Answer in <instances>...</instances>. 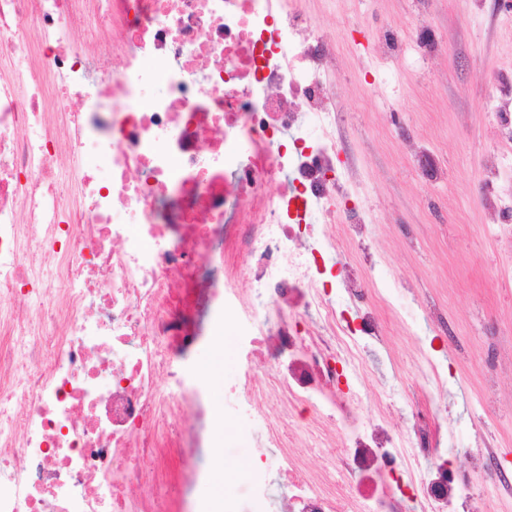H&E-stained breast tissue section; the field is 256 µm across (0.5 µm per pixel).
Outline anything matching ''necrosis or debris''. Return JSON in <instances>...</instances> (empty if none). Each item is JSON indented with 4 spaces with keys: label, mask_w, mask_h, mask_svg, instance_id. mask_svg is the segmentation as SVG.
I'll use <instances>...</instances> for the list:
<instances>
[{
    "label": "necrosis or debris",
    "mask_w": 512,
    "mask_h": 512,
    "mask_svg": "<svg viewBox=\"0 0 512 512\" xmlns=\"http://www.w3.org/2000/svg\"><path fill=\"white\" fill-rule=\"evenodd\" d=\"M335 54L272 0H0V512H199L144 476L194 485L226 429L200 306L268 355L237 389L254 417L311 402L305 438L338 459L310 475L270 431L287 497L247 476L225 512H393L374 477L398 470L421 512H486L452 464L417 469L421 423L331 396L381 332L372 276L331 255L337 225L374 230L337 175Z\"/></svg>",
    "instance_id": "1"
}]
</instances>
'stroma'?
Masks as SVG:
<instances>
[{
  "instance_id": "35a3bbf8",
  "label": "stroma",
  "mask_w": 512,
  "mask_h": 512,
  "mask_svg": "<svg viewBox=\"0 0 512 512\" xmlns=\"http://www.w3.org/2000/svg\"><path fill=\"white\" fill-rule=\"evenodd\" d=\"M314 26L336 31V143L339 173L352 204L371 215L366 243L336 236V258L373 260L376 282L388 283L376 304L384 331L362 351L367 408L408 425L431 416L433 458L471 474L472 492L492 498L493 512H512V494L497 493L472 470L473 455L493 446L512 470V361L488 392L487 351L512 349V235L491 228L483 197L512 205V159L495 147L498 118L487 100L512 76V0H297ZM391 27L396 51L381 50ZM453 375L424 379L430 352ZM251 346L224 352L211 397L233 406L231 458L267 453L266 426L297 440L314 411L288 399L293 415L253 418L236 406L235 390L251 366Z\"/></svg>"
}]
</instances>
